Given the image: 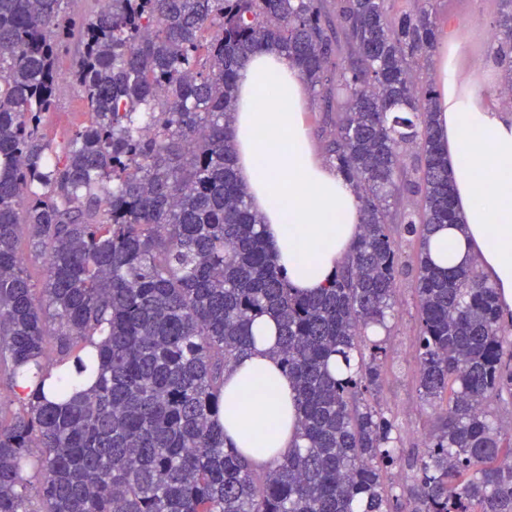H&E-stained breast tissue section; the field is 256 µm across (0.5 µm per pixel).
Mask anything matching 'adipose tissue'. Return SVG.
Masks as SVG:
<instances>
[{
    "label": "adipose tissue",
    "mask_w": 512,
    "mask_h": 512,
    "mask_svg": "<svg viewBox=\"0 0 512 512\" xmlns=\"http://www.w3.org/2000/svg\"><path fill=\"white\" fill-rule=\"evenodd\" d=\"M436 82L438 138L448 156L454 207L461 221L431 234L427 249L443 268L476 267L512 311V103L482 89L493 58L470 72L459 36L440 32ZM309 98L297 70L279 52L254 55L238 80L232 142L238 176L262 219L277 266L292 287L312 293L343 264L360 228L356 189L311 145ZM262 341L224 372V432L263 464L293 447L297 400L272 349V321L258 324Z\"/></svg>",
    "instance_id": "1"
}]
</instances>
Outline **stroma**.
Returning <instances> with one entry per match:
<instances>
[{
	"label": "stroma",
	"mask_w": 512,
	"mask_h": 512,
	"mask_svg": "<svg viewBox=\"0 0 512 512\" xmlns=\"http://www.w3.org/2000/svg\"><path fill=\"white\" fill-rule=\"evenodd\" d=\"M430 4L440 28H451L468 47L472 65H481L491 55L497 35L498 0H396L397 8L413 10ZM85 119L81 94L74 88L62 87L54 108L47 112L41 132L55 146L66 144L72 129ZM403 263L399 268L396 288L395 316L388 322L382 341L388 351L383 368L378 405L390 413L400 430L401 448L406 458L421 455L433 429L435 414L421 399L417 387L418 365L415 342L418 334L415 283L418 269L416 241L401 239Z\"/></svg>",
	"instance_id": "1"
}]
</instances>
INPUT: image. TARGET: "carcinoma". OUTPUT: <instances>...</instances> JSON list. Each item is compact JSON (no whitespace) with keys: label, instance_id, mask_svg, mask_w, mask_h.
Listing matches in <instances>:
<instances>
[{"label":"carcinoma","instance_id":"obj_1","mask_svg":"<svg viewBox=\"0 0 512 512\" xmlns=\"http://www.w3.org/2000/svg\"><path fill=\"white\" fill-rule=\"evenodd\" d=\"M392 2L109 0L77 20L72 0H0V512H512V446L491 406L512 401V326L476 268L422 252L417 383L439 417L411 481H383L400 433L366 399L386 358L367 328L393 316V225L423 248L459 223L436 88L414 78L438 28ZM500 2L493 54L512 95ZM264 48L320 100L327 152L359 192L362 234L313 294L274 262L231 142L237 79ZM65 84L88 119L57 151L41 124ZM404 194L418 210L398 209ZM265 316L300 443L254 466L224 444L220 414L224 369ZM19 250L23 256V266L29 275L31 282L39 287L44 273L43 261L31 255L28 246V239L25 233L21 236Z\"/></svg>","mask_w":512,"mask_h":512}]
</instances>
